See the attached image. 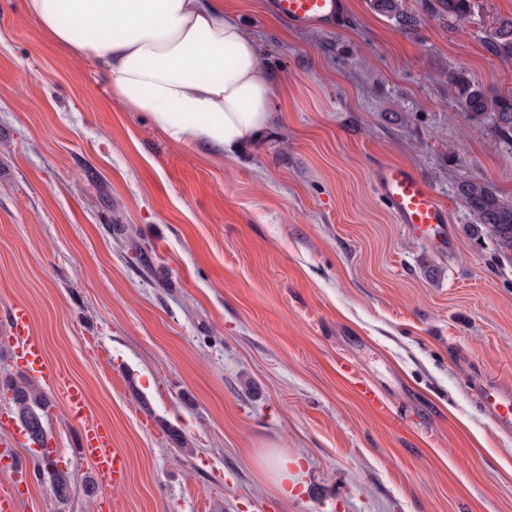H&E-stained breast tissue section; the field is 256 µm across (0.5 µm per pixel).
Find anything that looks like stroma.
Instances as JSON below:
<instances>
[{"label": "stroma", "mask_w": 512, "mask_h": 512, "mask_svg": "<svg viewBox=\"0 0 512 512\" xmlns=\"http://www.w3.org/2000/svg\"><path fill=\"white\" fill-rule=\"evenodd\" d=\"M223 3L274 74L270 126L232 158L127 111L25 0H0V316L27 307L127 458L121 488L88 491L50 393L70 498L38 480L25 512H512V433L477 397L512 387V259L457 194L479 178L512 203V142L448 84L512 91V59L481 42L512 0H480L463 33L428 0H407L408 33L370 0H345L340 32ZM380 162L428 181L453 249L389 215ZM280 454L300 462L289 493Z\"/></svg>", "instance_id": "stroma-1"}]
</instances>
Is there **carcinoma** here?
I'll return each instance as SVG.
<instances>
[{
    "label": "carcinoma",
    "instance_id": "carcinoma-1",
    "mask_svg": "<svg viewBox=\"0 0 512 512\" xmlns=\"http://www.w3.org/2000/svg\"><path fill=\"white\" fill-rule=\"evenodd\" d=\"M373 9L395 21L404 31L415 29L420 19L406 8V0H372ZM480 9L479 0H434L427 14L432 18L448 17L459 25L468 23ZM484 47L494 56L512 57V17H495L485 32ZM460 103L467 118L476 124L489 122L501 136L512 140V92L502 93L483 85L462 82L453 77ZM457 192L476 225L492 244L494 257L512 256V204L504 202L487 182L475 179L461 181ZM0 386L12 392L14 413L28 435V439L42 445L47 439L45 421L50 402L45 394L22 376L5 377ZM37 472L49 484L60 503L68 500L71 474L50 459L44 451Z\"/></svg>",
    "mask_w": 512,
    "mask_h": 512
}]
</instances>
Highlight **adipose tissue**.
<instances>
[{"label": "adipose tissue", "mask_w": 512, "mask_h": 512, "mask_svg": "<svg viewBox=\"0 0 512 512\" xmlns=\"http://www.w3.org/2000/svg\"><path fill=\"white\" fill-rule=\"evenodd\" d=\"M27 14L103 72L113 98L173 141L232 155L271 121L273 81L220 0H26Z\"/></svg>", "instance_id": "obj_1"}]
</instances>
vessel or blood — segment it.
<instances>
[{"mask_svg": "<svg viewBox=\"0 0 512 512\" xmlns=\"http://www.w3.org/2000/svg\"><path fill=\"white\" fill-rule=\"evenodd\" d=\"M264 7L267 13L287 21L296 30L313 25L337 28L345 13L344 0H265ZM372 181L397 223L408 225L421 237L433 234L453 240L448 209L421 175L401 165L383 163L374 169ZM6 327L12 339V353L23 362L30 376L61 392L69 418L79 429V457L91 463L96 485L105 491L121 486L126 470L124 453L115 447L111 430L93 417L84 389L62 382L48 360L43 341L31 328L27 308H11ZM478 394L482 407L490 411L494 426L512 431V388L484 386ZM9 473V489L0 491V512H20L16 493L30 486V469L21 465L10 468Z\"/></svg>", "mask_w": 512, "mask_h": 512, "instance_id": "1", "label": "vessel or blood"}]
</instances>
